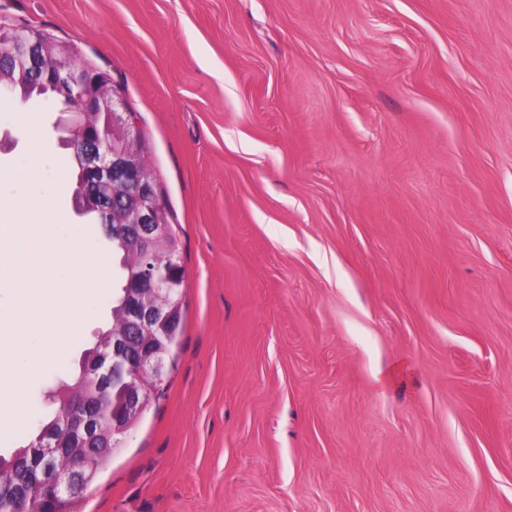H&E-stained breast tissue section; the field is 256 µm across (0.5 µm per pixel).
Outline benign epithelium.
<instances>
[{
	"label": "benign epithelium",
	"instance_id": "1",
	"mask_svg": "<svg viewBox=\"0 0 512 512\" xmlns=\"http://www.w3.org/2000/svg\"><path fill=\"white\" fill-rule=\"evenodd\" d=\"M73 49L52 37L45 30L29 23L0 24V93H11L15 86L33 81L44 69L43 60L54 62V74L48 79L56 90L69 98L75 107L76 119L70 123L71 146H80L76 160L85 172V180L74 195L75 213L88 196L98 195L105 205L100 207L101 223L105 235L129 238L136 246L155 247L165 233L164 202L158 193L150 172L135 163L139 149V136L129 122L121 119L120 97L110 84L94 80L69 65ZM112 185V193L130 190L135 205L123 221L111 224L109 213L112 202L101 195L104 187ZM176 264L171 255L146 266L139 277L127 284L126 328L112 332V347L102 358L86 368L97 381L114 384L125 389V413L112 420V442H124L129 430L126 417L140 414L148 395L135 378L150 377L156 385L164 382L169 362V336H154L156 325L172 320L176 308L173 301L158 296L174 294L175 281L169 269ZM58 413L63 423V436L44 434L34 445L40 454L42 473L56 485L58 500H70L82 493L84 474L89 466L88 455L79 448L83 443L98 442L96 454L104 455L108 442L100 441L94 416L77 404L64 403ZM67 457L61 474L51 473V460L56 454Z\"/></svg>",
	"mask_w": 512,
	"mask_h": 512
}]
</instances>
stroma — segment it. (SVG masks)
<instances>
[{
    "label": "stroma",
    "mask_w": 512,
    "mask_h": 512,
    "mask_svg": "<svg viewBox=\"0 0 512 512\" xmlns=\"http://www.w3.org/2000/svg\"><path fill=\"white\" fill-rule=\"evenodd\" d=\"M120 87L180 246L174 362L77 512H512V0H0ZM0 95V236L73 215ZM37 176H30L31 168ZM21 385L26 446L111 318ZM403 365L382 389L379 368Z\"/></svg>",
    "instance_id": "stroma-1"
}]
</instances>
